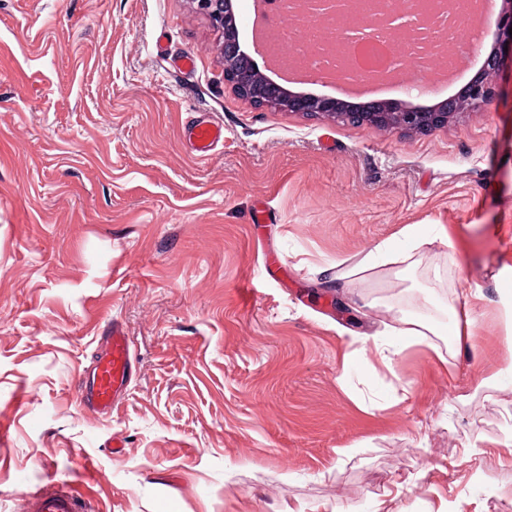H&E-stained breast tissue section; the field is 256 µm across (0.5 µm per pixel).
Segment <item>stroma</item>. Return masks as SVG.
Wrapping results in <instances>:
<instances>
[{
	"instance_id": "obj_1",
	"label": "stroma",
	"mask_w": 512,
	"mask_h": 512,
	"mask_svg": "<svg viewBox=\"0 0 512 512\" xmlns=\"http://www.w3.org/2000/svg\"><path fill=\"white\" fill-rule=\"evenodd\" d=\"M223 39L190 0H0V512L58 487L93 512H512V74L407 135L254 107ZM414 224L448 245L333 281ZM403 298L473 311L470 346L380 366ZM111 321L135 371L101 417L75 381ZM191 151L198 157H208L224 141V126L215 121L199 120L188 130Z\"/></svg>"
}]
</instances>
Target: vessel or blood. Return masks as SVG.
Masks as SVG:
<instances>
[{
    "label": "vessel or blood",
    "mask_w": 512,
    "mask_h": 512,
    "mask_svg": "<svg viewBox=\"0 0 512 512\" xmlns=\"http://www.w3.org/2000/svg\"><path fill=\"white\" fill-rule=\"evenodd\" d=\"M192 152L205 158L224 140V126L215 121L193 122L188 130ZM135 370L126 334L119 323L107 327L106 347L89 375L79 376L76 385L90 411L111 413L127 392ZM32 512H88L82 499L66 490H42L30 494Z\"/></svg>",
    "instance_id": "b4317fda"
}]
</instances>
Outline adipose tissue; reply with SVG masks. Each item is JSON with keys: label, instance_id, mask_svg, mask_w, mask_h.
I'll list each match as a JSON object with an SVG mask.
<instances>
[{"label": "adipose tissue", "instance_id": "obj_1", "mask_svg": "<svg viewBox=\"0 0 512 512\" xmlns=\"http://www.w3.org/2000/svg\"><path fill=\"white\" fill-rule=\"evenodd\" d=\"M404 236L407 240L405 248L398 249L388 242L375 246L363 259L354 266L345 268L336 276L337 281H345L353 277H368L375 271L386 267H401L407 264L421 248L434 244L447 245L448 234L444 228L433 227L425 231L414 228L406 229Z\"/></svg>", "mask_w": 512, "mask_h": 512}]
</instances>
